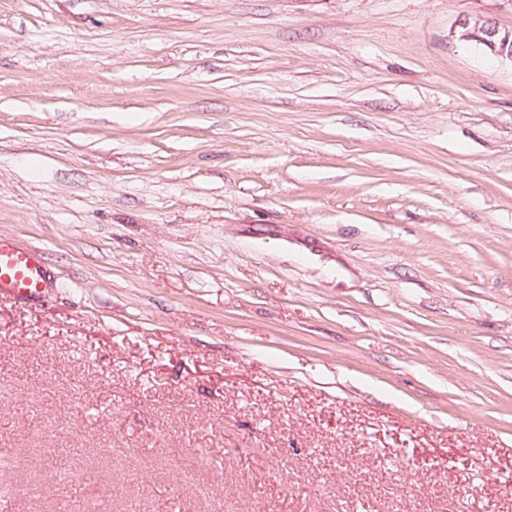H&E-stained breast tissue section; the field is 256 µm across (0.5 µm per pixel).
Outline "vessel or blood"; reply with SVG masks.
<instances>
[{
	"mask_svg": "<svg viewBox=\"0 0 512 512\" xmlns=\"http://www.w3.org/2000/svg\"><path fill=\"white\" fill-rule=\"evenodd\" d=\"M56 279L41 251L0 235V295L24 306L41 305Z\"/></svg>",
	"mask_w": 512,
	"mask_h": 512,
	"instance_id": "vessel-or-blood-1",
	"label": "vessel or blood"
}]
</instances>
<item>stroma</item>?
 <instances>
[{"instance_id": "1", "label": "stroma", "mask_w": 512, "mask_h": 512, "mask_svg": "<svg viewBox=\"0 0 512 512\" xmlns=\"http://www.w3.org/2000/svg\"><path fill=\"white\" fill-rule=\"evenodd\" d=\"M512 0H0V512H512ZM461 25L460 40L474 41L484 45L499 59L512 64V27H500L496 21L484 17L475 20L472 26L467 20ZM56 279L41 251L0 234V295L24 306L41 305Z\"/></svg>"}]
</instances>
